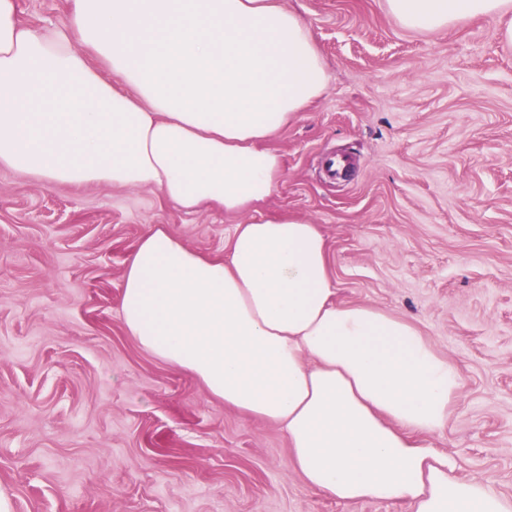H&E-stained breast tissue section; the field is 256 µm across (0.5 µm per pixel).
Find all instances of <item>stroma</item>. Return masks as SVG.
Listing matches in <instances>:
<instances>
[{
  "label": "stroma",
  "instance_id": "obj_1",
  "mask_svg": "<svg viewBox=\"0 0 512 512\" xmlns=\"http://www.w3.org/2000/svg\"><path fill=\"white\" fill-rule=\"evenodd\" d=\"M324 94L269 142L261 218L319 225L336 299L414 324L459 372L434 446L512 496V45L502 21L399 26L384 0H286ZM354 172L327 178L325 158ZM239 215L150 189L42 188L0 169V491L13 512H410L306 488L276 425L226 407L121 319L127 260L161 224L223 257Z\"/></svg>",
  "mask_w": 512,
  "mask_h": 512
}]
</instances>
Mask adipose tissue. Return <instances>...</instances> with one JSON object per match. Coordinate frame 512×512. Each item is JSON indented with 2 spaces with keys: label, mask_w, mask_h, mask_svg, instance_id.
Segmentation results:
<instances>
[{
  "label": "adipose tissue",
  "mask_w": 512,
  "mask_h": 512,
  "mask_svg": "<svg viewBox=\"0 0 512 512\" xmlns=\"http://www.w3.org/2000/svg\"><path fill=\"white\" fill-rule=\"evenodd\" d=\"M384 5L413 31L512 11V0ZM328 81L283 0H69L48 27L0 0V169L43 188H148L188 213L250 215L220 261L151 228L122 277L128 333L225 405L281 426L314 492L512 512L428 441L459 396L455 366L405 318L337 303L318 225L257 216L284 174L268 140Z\"/></svg>",
  "instance_id": "obj_1"
}]
</instances>
